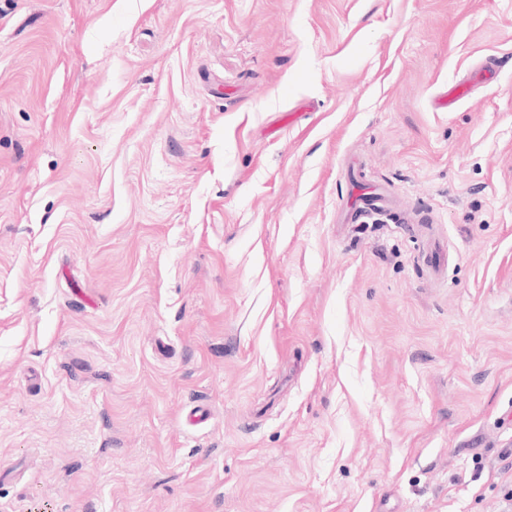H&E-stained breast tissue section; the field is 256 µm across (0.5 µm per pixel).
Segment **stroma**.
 <instances>
[{"label": "stroma", "instance_id": "stroma-1", "mask_svg": "<svg viewBox=\"0 0 512 512\" xmlns=\"http://www.w3.org/2000/svg\"><path fill=\"white\" fill-rule=\"evenodd\" d=\"M0 512H512V0H0Z\"/></svg>", "mask_w": 512, "mask_h": 512}]
</instances>
